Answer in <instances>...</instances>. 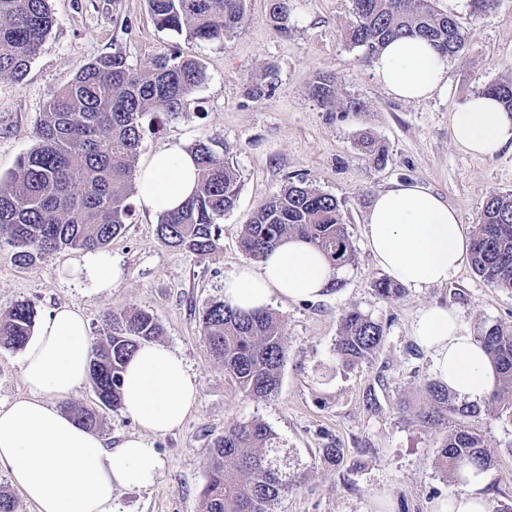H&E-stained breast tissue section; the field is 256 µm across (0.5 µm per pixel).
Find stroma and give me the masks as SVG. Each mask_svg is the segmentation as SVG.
Instances as JSON below:
<instances>
[{"label":"stroma","mask_w":512,"mask_h":512,"mask_svg":"<svg viewBox=\"0 0 512 512\" xmlns=\"http://www.w3.org/2000/svg\"><path fill=\"white\" fill-rule=\"evenodd\" d=\"M54 26L27 76L0 78V177L14 170L36 144L37 120L51 95L78 67L118 53L135 68L171 51L198 59L205 82L178 116L160 120L135 159L145 166L169 143L191 147L218 137L233 149L241 184L233 210L219 219L221 237L206 258L160 243L159 216L135 207L124 232L104 253L121 278L107 291L86 276L83 252L62 250L26 268L0 247V314L20 300L38 319L69 306L85 316L90 336L102 332L109 310L136 307L153 313L163 330L160 343L178 351L198 382V401L174 431L151 438L163 462L146 489L115 491L116 512H200L213 440L234 422L264 421L276 437V455L288 473L305 476L282 496L275 512H434L459 492L452 477L434 465L444 437L458 425L480 432L494 464L483 492L491 507L512 501V411L447 425L421 426L412 412L421 385L434 378L433 360L414 341L420 309L447 305L471 336L483 327L512 330V290L493 288L464 263L444 285L406 289L397 299L374 290L385 271L364 235L371 200L393 182L415 180L454 208L465 232L479 224L490 195L512 192V152L493 157L462 153L454 144L450 116L485 84L512 79V0L494 12L461 10L466 49L448 61L447 83L431 98H396L380 83L374 61L350 48L341 32L351 0H292L288 31L276 33L268 0H247L242 26L225 43L191 40L157 29L146 0H49ZM273 72L270 95L248 97V86ZM334 77L341 96L359 99L358 112H329L309 94L316 76ZM371 133L388 151L375 166L359 150ZM305 179L343 203L355 260L340 268L326 292L308 300L274 299L287 354L277 392L265 398L241 393L204 340L202 315L224 297V280L247 261L240 241L251 213L289 181ZM359 309L380 322L382 350L344 368L334 351L342 314ZM343 448L339 465L320 459L329 443Z\"/></svg>","instance_id":"obj_1"}]
</instances>
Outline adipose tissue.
<instances>
[{
  "mask_svg": "<svg viewBox=\"0 0 512 512\" xmlns=\"http://www.w3.org/2000/svg\"><path fill=\"white\" fill-rule=\"evenodd\" d=\"M446 69V58L419 38L391 43L375 63L388 91L409 101L442 89ZM450 123L454 143L464 153L491 157L512 150V113L496 98L471 96ZM196 183L193 156L181 144L170 143L140 169L138 201L153 213L174 211ZM365 238L376 263L414 289L451 281L470 249L457 211L414 181L393 183L376 194ZM333 275L321 251L289 236L258 265L241 266L225 278L224 302L249 312L268 308L277 297L312 298L325 291ZM413 337L456 396L477 402L493 390L496 372L453 309L434 304L420 310ZM90 352L84 316L67 307L56 310L25 348L26 396L0 406V464L10 468L13 482L37 512H115V490L148 487L162 469L149 437L172 432L197 403L196 377L183 357L168 346L144 344L127 363L122 382V412L141 433L106 447L98 434L56 406L87 380ZM482 484L481 471L465 469L461 491L440 512H489Z\"/></svg>",
  "mask_w": 512,
  "mask_h": 512,
  "instance_id": "ef3b65f1",
  "label": "adipose tissue"
}]
</instances>
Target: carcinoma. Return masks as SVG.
Listing matches in <instances>:
<instances>
[{
	"label": "carcinoma",
	"mask_w": 512,
	"mask_h": 512,
	"mask_svg": "<svg viewBox=\"0 0 512 512\" xmlns=\"http://www.w3.org/2000/svg\"><path fill=\"white\" fill-rule=\"evenodd\" d=\"M247 0H148L162 31L199 41L229 38L242 24ZM291 0H269L274 29L288 32ZM53 26L48 0H0V76L21 80L39 54ZM348 45L372 59L390 42L404 37L428 41L442 56L453 58L466 46L468 33L459 19L438 12L433 0H352L343 30ZM206 80L203 65L174 52L156 57L151 66L134 69L119 55L81 65L72 81L54 93L37 121V143L21 156L16 169L0 180V242L11 248V261L28 267L61 250L97 252L121 234L130 216L133 163L153 122L146 117L178 115ZM512 111V81L478 90ZM310 95L329 112L342 105L358 111L354 98L339 102L336 80L318 76ZM373 162L382 165L387 150L371 136L359 141ZM198 184L178 211L161 216L162 244L208 255L219 240L217 220L236 205L240 183L231 164V148L209 137L194 144ZM289 234H296L325 254L334 269L351 263L354 246L344 224L341 202L301 181L290 183L251 214L241 246L262 261ZM476 274L495 288L512 289V193L486 201L472 241ZM37 311L26 301L0 317V347L25 349ZM103 335L92 341L89 382L93 407H70L83 427H101L104 412L121 407L126 361L162 329L154 314L136 308L110 311L102 318ZM212 356L237 388L251 397H267L279 386L286 354L279 316L269 310L242 312L222 301L212 303L202 319ZM476 340L497 372L499 386L485 406L458 403L436 379L422 384L423 405L415 414L425 427L448 423V416L478 417L498 405L512 407V332L486 327ZM384 343L383 326L358 309L344 312L336 337L337 362L358 364ZM275 437L265 422H236L210 448L202 512H274L276 502L298 488L303 476L284 472L271 456ZM436 468L459 479L466 465L483 470L494 460L482 434L464 425L450 433L434 457Z\"/></svg>",
	"instance_id": "1"
}]
</instances>
